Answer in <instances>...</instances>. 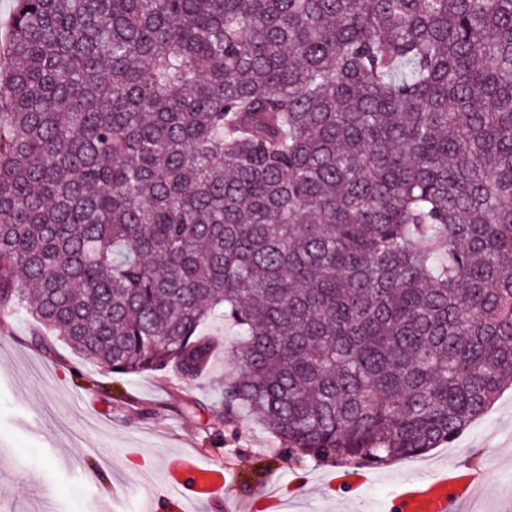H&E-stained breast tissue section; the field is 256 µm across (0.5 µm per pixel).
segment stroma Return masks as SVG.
Masks as SVG:
<instances>
[{"label": "stroma", "instance_id": "stroma-1", "mask_svg": "<svg viewBox=\"0 0 512 512\" xmlns=\"http://www.w3.org/2000/svg\"><path fill=\"white\" fill-rule=\"evenodd\" d=\"M207 372L115 375L77 358L13 309L0 312V512H143L165 495L167 455L188 450L220 467L219 498L197 512H378L390 484L466 461L485 473L481 512H512V387L451 443L365 467L367 481L339 488L335 466L300 459L247 408L224 419L232 371L224 348L238 328L220 319Z\"/></svg>", "mask_w": 512, "mask_h": 512}]
</instances>
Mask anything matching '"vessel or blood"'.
<instances>
[{
	"instance_id": "obj_1",
	"label": "vessel or blood",
	"mask_w": 512,
	"mask_h": 512,
	"mask_svg": "<svg viewBox=\"0 0 512 512\" xmlns=\"http://www.w3.org/2000/svg\"><path fill=\"white\" fill-rule=\"evenodd\" d=\"M165 470L170 491L162 503H150L151 512H193L213 498L223 479L219 470L191 453L168 456ZM483 484V472L455 462L389 491L387 512H463L464 505L479 499Z\"/></svg>"
}]
</instances>
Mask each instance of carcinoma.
I'll use <instances>...</instances> for the list:
<instances>
[{"label":"carcinoma","instance_id":"cac0c4a2","mask_svg":"<svg viewBox=\"0 0 512 512\" xmlns=\"http://www.w3.org/2000/svg\"><path fill=\"white\" fill-rule=\"evenodd\" d=\"M0 307L300 458L452 442L512 385V0H17Z\"/></svg>","mask_w":512,"mask_h":512}]
</instances>
